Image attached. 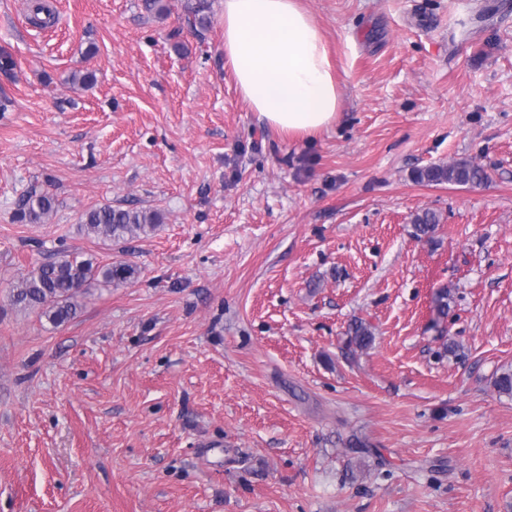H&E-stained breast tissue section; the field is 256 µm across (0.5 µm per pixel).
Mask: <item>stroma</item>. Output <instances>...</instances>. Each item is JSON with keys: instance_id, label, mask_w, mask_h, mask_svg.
I'll list each match as a JSON object with an SVG mask.
<instances>
[{"instance_id": "stroma-1", "label": "stroma", "mask_w": 512, "mask_h": 512, "mask_svg": "<svg viewBox=\"0 0 512 512\" xmlns=\"http://www.w3.org/2000/svg\"><path fill=\"white\" fill-rule=\"evenodd\" d=\"M46 2L0 0V512H512V0H300L339 92L309 136L244 101L224 0L201 33ZM459 161L485 179L412 178ZM104 205L163 222L105 242ZM65 253L135 273L56 327L9 292ZM56 201L53 194L40 186L33 185L20 198L17 219L26 224H42L55 210ZM440 223L439 215L430 210L417 213L412 219L413 236L417 240H430ZM347 346L351 351L369 349L374 341V332L370 325L363 321H355L348 330Z\"/></svg>"}]
</instances>
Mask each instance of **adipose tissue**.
Segmentation results:
<instances>
[{
	"instance_id": "ef3b65f1",
	"label": "adipose tissue",
	"mask_w": 512,
	"mask_h": 512,
	"mask_svg": "<svg viewBox=\"0 0 512 512\" xmlns=\"http://www.w3.org/2000/svg\"><path fill=\"white\" fill-rule=\"evenodd\" d=\"M224 55L243 99L273 128L311 135L335 122L323 34L298 0H224Z\"/></svg>"
}]
</instances>
